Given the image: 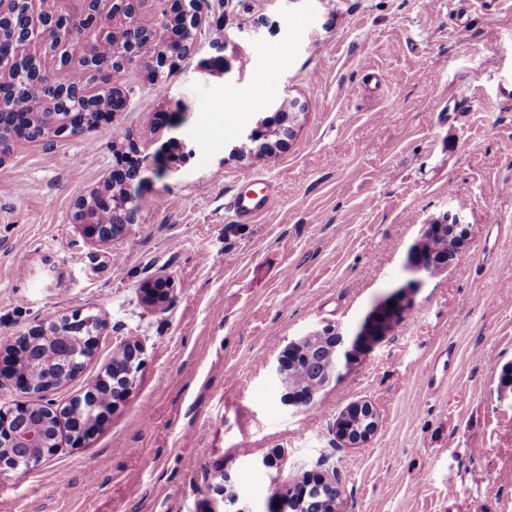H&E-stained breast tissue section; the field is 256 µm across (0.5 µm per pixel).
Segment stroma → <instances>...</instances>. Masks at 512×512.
<instances>
[{"mask_svg":"<svg viewBox=\"0 0 512 512\" xmlns=\"http://www.w3.org/2000/svg\"><path fill=\"white\" fill-rule=\"evenodd\" d=\"M196 41L164 88L132 65L113 121L0 163V347L76 312L106 323L84 372L47 394L57 412L117 345L143 347L132 393L81 445L64 426L54 455L0 469V512H228L231 496L275 512L273 493L315 471L345 512H512V0H205ZM288 97L305 107L292 122L272 106ZM257 127L291 134L231 156ZM132 147L165 172L140 190V223L92 246L75 205ZM256 173L270 211L235 223L224 202ZM446 215L462 251L412 272L411 246ZM401 290L340 379L283 404L269 364L289 340L327 324L355 338ZM353 403L377 416L360 448L335 434Z\"/></svg>","mask_w":512,"mask_h":512,"instance_id":"stroma-1","label":"stroma"}]
</instances>
